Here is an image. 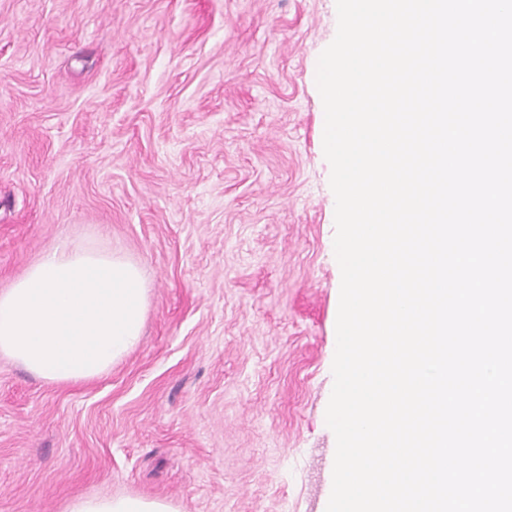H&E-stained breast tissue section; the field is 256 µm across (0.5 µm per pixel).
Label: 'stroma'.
Wrapping results in <instances>:
<instances>
[{
	"mask_svg": "<svg viewBox=\"0 0 512 512\" xmlns=\"http://www.w3.org/2000/svg\"><path fill=\"white\" fill-rule=\"evenodd\" d=\"M337 24L336 0H0V290L91 237L150 288L98 379L0 355V512H326L341 270L315 77ZM167 500L138 495H81L73 498L65 512H177Z\"/></svg>",
	"mask_w": 512,
	"mask_h": 512,
	"instance_id": "obj_1",
	"label": "stroma"
}]
</instances>
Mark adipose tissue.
<instances>
[{"mask_svg": "<svg viewBox=\"0 0 512 512\" xmlns=\"http://www.w3.org/2000/svg\"><path fill=\"white\" fill-rule=\"evenodd\" d=\"M149 290L138 264L88 242L47 250L0 292V354L49 384L111 371L141 342ZM65 512H177L167 500L81 495Z\"/></svg>", "mask_w": 512, "mask_h": 512, "instance_id": "adipose-tissue-1", "label": "adipose tissue"}]
</instances>
